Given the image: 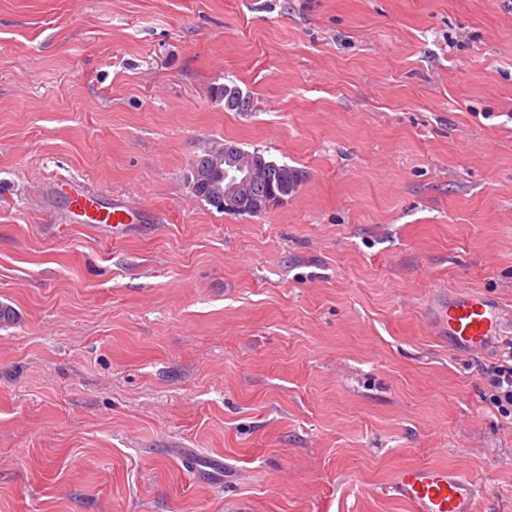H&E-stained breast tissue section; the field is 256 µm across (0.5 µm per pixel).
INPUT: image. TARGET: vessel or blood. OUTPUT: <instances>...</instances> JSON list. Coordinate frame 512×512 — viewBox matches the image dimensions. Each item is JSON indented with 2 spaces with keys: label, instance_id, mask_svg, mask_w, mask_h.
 <instances>
[{
  "label": "vessel or blood",
  "instance_id": "1",
  "mask_svg": "<svg viewBox=\"0 0 512 512\" xmlns=\"http://www.w3.org/2000/svg\"><path fill=\"white\" fill-rule=\"evenodd\" d=\"M70 205L87 224L120 228L131 213L119 203L102 204L97 197L76 190ZM508 312L501 304L478 294L449 300L439 309L437 319L449 339L469 351L484 349L499 334ZM393 487L414 506L415 512H476L480 482L469 475L431 466L406 467L393 477Z\"/></svg>",
  "mask_w": 512,
  "mask_h": 512
}]
</instances>
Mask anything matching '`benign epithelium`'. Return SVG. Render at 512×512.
Instances as JSON below:
<instances>
[{
	"mask_svg": "<svg viewBox=\"0 0 512 512\" xmlns=\"http://www.w3.org/2000/svg\"><path fill=\"white\" fill-rule=\"evenodd\" d=\"M219 98L227 109H236L245 101L242 92L229 85L223 87ZM300 182L298 171L228 143L207 148L189 176L193 194L223 206L228 215L277 207L288 200Z\"/></svg>",
	"mask_w": 512,
	"mask_h": 512,
	"instance_id": "7a95c632",
	"label": "benign epithelium"
}]
</instances>
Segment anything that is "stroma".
Listing matches in <instances>:
<instances>
[{"mask_svg":"<svg viewBox=\"0 0 512 512\" xmlns=\"http://www.w3.org/2000/svg\"><path fill=\"white\" fill-rule=\"evenodd\" d=\"M225 141L301 185L216 212ZM459 291L512 309V0H0V512H413L422 465L512 512ZM70 205L84 224H106L113 230L129 224L131 213L129 209L120 204H102L97 197L75 189L70 195Z\"/></svg>","mask_w":512,"mask_h":512,"instance_id":"obj_1","label":"stroma"}]
</instances>
